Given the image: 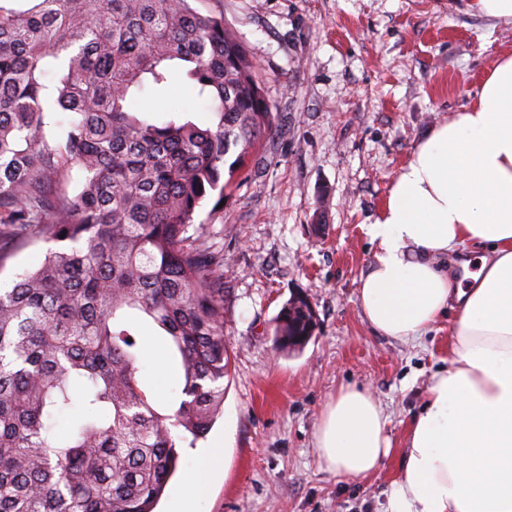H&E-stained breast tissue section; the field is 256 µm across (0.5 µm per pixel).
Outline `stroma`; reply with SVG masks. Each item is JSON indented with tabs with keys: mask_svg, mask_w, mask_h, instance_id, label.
<instances>
[{
	"mask_svg": "<svg viewBox=\"0 0 512 512\" xmlns=\"http://www.w3.org/2000/svg\"><path fill=\"white\" fill-rule=\"evenodd\" d=\"M222 12L259 66L276 131L224 199V334L231 370L224 413L180 450V474L156 512H176L181 474L216 448L223 468L195 512H383L409 421L434 373L447 369L451 316L416 342L382 336L362 316L359 285L375 223L429 127L472 100L512 55V23L465 0H200ZM317 315L312 339L280 353L273 319L293 293ZM147 377L177 381L166 345L143 332ZM369 390L394 451L366 479L327 469L315 433L343 386Z\"/></svg>",
	"mask_w": 512,
	"mask_h": 512,
	"instance_id": "35a3bbf8",
	"label": "stroma"
}]
</instances>
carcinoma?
I'll return each instance as SVG.
<instances>
[{"label": "carcinoma", "mask_w": 512, "mask_h": 512, "mask_svg": "<svg viewBox=\"0 0 512 512\" xmlns=\"http://www.w3.org/2000/svg\"><path fill=\"white\" fill-rule=\"evenodd\" d=\"M197 2L0 0V273L26 244H57L0 288V512H154L178 443L224 412V249L195 218L208 197L223 213L274 113L245 44ZM175 65L209 124L133 106L176 93ZM145 323L181 371L169 397L146 380ZM316 326L291 295L276 349Z\"/></svg>", "instance_id": "cac0c4a2"}]
</instances>
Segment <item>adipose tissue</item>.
Wrapping results in <instances>:
<instances>
[{"mask_svg":"<svg viewBox=\"0 0 512 512\" xmlns=\"http://www.w3.org/2000/svg\"><path fill=\"white\" fill-rule=\"evenodd\" d=\"M376 246L360 304L378 333L405 343L453 312V358L410 421L385 512H512V56L471 104L429 128L368 225ZM480 248L478 269L446 270ZM371 393L341 388L315 439L326 466L366 478L391 453Z\"/></svg>","mask_w":512,"mask_h":512,"instance_id":"1","label":"adipose tissue"}]
</instances>
